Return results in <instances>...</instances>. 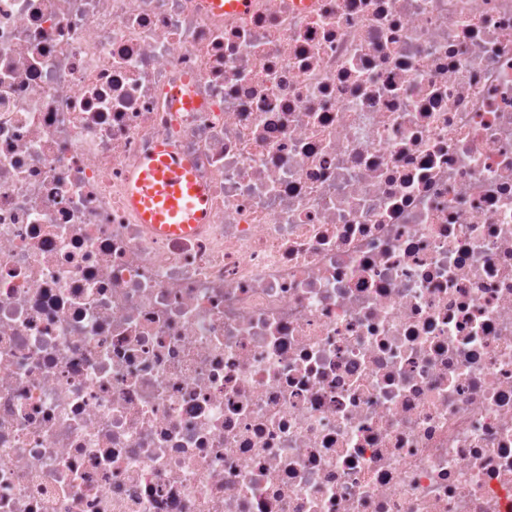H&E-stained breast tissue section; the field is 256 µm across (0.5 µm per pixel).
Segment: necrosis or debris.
Returning a JSON list of instances; mask_svg holds the SVG:
<instances>
[{
	"instance_id": "obj_1",
	"label": "necrosis or debris",
	"mask_w": 512,
	"mask_h": 512,
	"mask_svg": "<svg viewBox=\"0 0 512 512\" xmlns=\"http://www.w3.org/2000/svg\"><path fill=\"white\" fill-rule=\"evenodd\" d=\"M0 512H512V0H0ZM129 200L161 235H190L209 217L205 186L187 162L161 145L142 160Z\"/></svg>"
}]
</instances>
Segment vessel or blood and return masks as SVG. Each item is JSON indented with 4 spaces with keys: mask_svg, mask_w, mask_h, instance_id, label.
I'll use <instances>...</instances> for the list:
<instances>
[{
    "mask_svg": "<svg viewBox=\"0 0 512 512\" xmlns=\"http://www.w3.org/2000/svg\"><path fill=\"white\" fill-rule=\"evenodd\" d=\"M133 208L162 235H189L209 217L206 188L187 162L164 147L141 162L129 190Z\"/></svg>",
    "mask_w": 512,
    "mask_h": 512,
    "instance_id": "vessel-or-blood-1",
    "label": "vessel or blood"
}]
</instances>
